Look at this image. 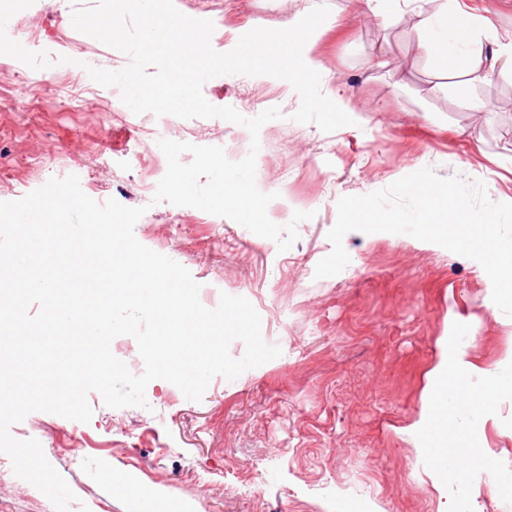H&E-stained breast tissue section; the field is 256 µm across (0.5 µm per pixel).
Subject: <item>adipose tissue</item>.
<instances>
[{"mask_svg":"<svg viewBox=\"0 0 512 512\" xmlns=\"http://www.w3.org/2000/svg\"><path fill=\"white\" fill-rule=\"evenodd\" d=\"M402 10L417 18L426 33V47L438 62L444 64L451 59L465 62L463 76L466 81L476 80L481 69L492 70L501 60H512V37L501 38L487 16L471 11L459 0H449L448 9L433 13L419 7L417 0H403ZM470 347L469 337H454L451 355H440L431 375L434 382L448 376L469 382L473 400H460L451 386L439 392L430 386L424 391L425 401H433L438 395L447 400L453 412V427L461 435L496 422L495 408L500 394L497 372L512 367L511 357L501 361L498 370L481 367L472 359ZM432 432V420L424 413L411 426L407 436L420 448L417 467L441 489L445 486L444 474L451 459L428 448Z\"/></svg>","mask_w":512,"mask_h":512,"instance_id":"ef3b65f1","label":"adipose tissue"}]
</instances>
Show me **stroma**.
Wrapping results in <instances>:
<instances>
[{
	"instance_id": "1",
	"label": "stroma",
	"mask_w": 512,
	"mask_h": 512,
	"mask_svg": "<svg viewBox=\"0 0 512 512\" xmlns=\"http://www.w3.org/2000/svg\"><path fill=\"white\" fill-rule=\"evenodd\" d=\"M99 0H26L0 9V45L24 44L12 60L20 80L0 81V201L51 178L77 175L83 192L105 203L145 207L135 225L148 248L187 268L212 297L247 298L265 342L279 357L234 380L214 377L199 402L158 379L147 407L113 409L90 393L89 423L34 412L10 428L37 439L46 458L90 512H129L121 485L133 475L147 490L148 512H439L440 492L418 474V453L404 431L420 417L428 374L446 345L448 316L474 336L483 367L512 354V326L490 305L489 278L466 257L440 246L352 231L339 274L316 278L332 245L337 202L366 195L433 167L443 177L481 180L493 160L512 158V69L455 89L459 71L440 67L419 44L412 15L355 14L351 0H326L338 26L318 31L320 88L348 106L352 124L333 132L294 119L299 94L268 75H222L203 94L245 117L280 108L260 129L256 184L273 194L269 218L298 226L286 252L237 222L202 210L153 203L167 169V138L230 148L248 131L220 118L134 114L114 88L87 79L85 67H125L127 55L70 27L66 18ZM183 14L208 19L213 48L231 51L256 27L281 29L308 12L310 0H174ZM449 83L434 93L435 83ZM487 109L472 112L470 99ZM439 446L457 451L459 472L492 451L512 471V386L498 423L461 438L439 402ZM0 512H55L17 477L0 453Z\"/></svg>"
}]
</instances>
